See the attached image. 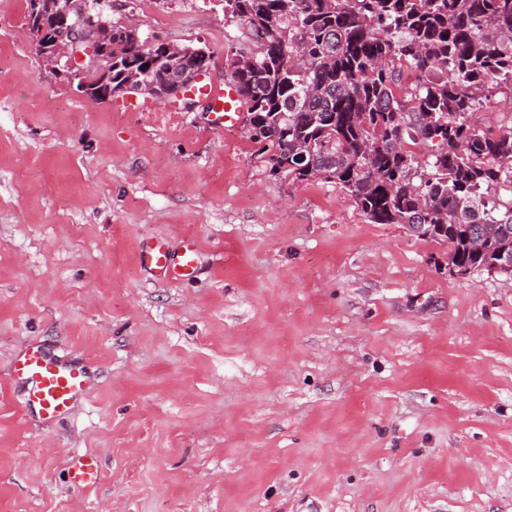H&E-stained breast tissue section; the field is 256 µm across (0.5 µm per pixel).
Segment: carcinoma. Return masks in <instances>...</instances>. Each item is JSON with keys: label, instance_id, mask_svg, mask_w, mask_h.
<instances>
[{"label": "carcinoma", "instance_id": "1", "mask_svg": "<svg viewBox=\"0 0 512 512\" xmlns=\"http://www.w3.org/2000/svg\"><path fill=\"white\" fill-rule=\"evenodd\" d=\"M253 48L227 73L272 176L349 193L372 224H419L453 271L512 259V125L475 116L512 100V0H224ZM138 32L112 34V90L160 80ZM418 75L411 85L404 70ZM492 100L479 114V129L487 133H498L510 125V110L503 109Z\"/></svg>", "mask_w": 512, "mask_h": 512}]
</instances>
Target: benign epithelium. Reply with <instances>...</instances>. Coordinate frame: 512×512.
<instances>
[{"label":"benign epithelium","mask_w":512,"mask_h":512,"mask_svg":"<svg viewBox=\"0 0 512 512\" xmlns=\"http://www.w3.org/2000/svg\"><path fill=\"white\" fill-rule=\"evenodd\" d=\"M29 12L39 18L40 29L31 32L35 50L42 61L52 67L63 66L62 74L90 102L112 96V85L105 76L112 71V26L100 19L90 0H30ZM161 46L155 59L159 64L167 60L183 64L208 56L203 47L177 45L164 40H148L139 49ZM209 73L202 67L192 77L174 83L175 98L185 102L191 110L202 107L209 112L207 103L197 101L186 91L192 83Z\"/></svg>","instance_id":"benign-epithelium-1"}]
</instances>
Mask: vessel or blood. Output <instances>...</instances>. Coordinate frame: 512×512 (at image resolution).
Wrapping results in <instances>:
<instances>
[{"label": "vessel or blood", "mask_w": 512, "mask_h": 512, "mask_svg": "<svg viewBox=\"0 0 512 512\" xmlns=\"http://www.w3.org/2000/svg\"><path fill=\"white\" fill-rule=\"evenodd\" d=\"M193 92L208 99L223 123L234 125L241 120L245 107L232 79H225L223 87L204 84L194 87ZM199 259V247L192 238L183 240L175 248L166 240L158 239L139 254L141 265L166 281L193 277ZM12 376L23 390L25 407L35 410L48 423L65 418L84 397L89 383L84 364L40 346L26 347L14 357ZM100 476L94 457L77 458L72 465L71 477L76 485H95Z\"/></svg>", "instance_id": "b4317fda"}]
</instances>
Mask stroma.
<instances>
[{
    "label": "stroma",
    "mask_w": 512,
    "mask_h": 512,
    "mask_svg": "<svg viewBox=\"0 0 512 512\" xmlns=\"http://www.w3.org/2000/svg\"><path fill=\"white\" fill-rule=\"evenodd\" d=\"M104 14L208 47L218 87L245 45L223 0ZM253 150L174 101L85 100L0 0V512H512V276L450 273ZM188 236L194 278L140 267ZM28 345L89 364L69 420L23 410ZM100 476V467L97 460L92 456L77 458L72 465L71 477L78 486H93L98 483Z\"/></svg>",
    "instance_id": "obj_1"
}]
</instances>
